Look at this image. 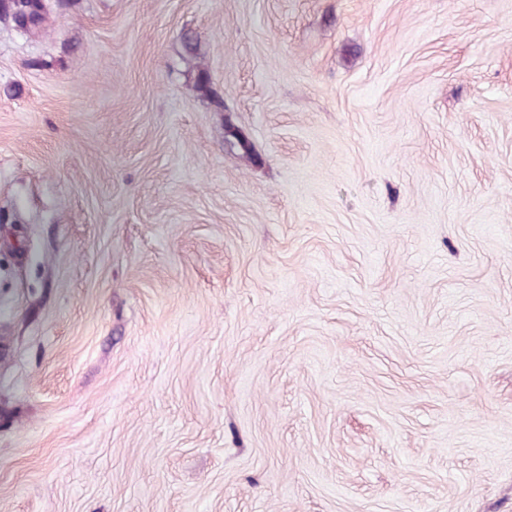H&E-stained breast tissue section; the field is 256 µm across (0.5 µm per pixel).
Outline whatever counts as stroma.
<instances>
[{
  "label": "stroma",
  "mask_w": 512,
  "mask_h": 512,
  "mask_svg": "<svg viewBox=\"0 0 512 512\" xmlns=\"http://www.w3.org/2000/svg\"><path fill=\"white\" fill-rule=\"evenodd\" d=\"M0 512H512V0L0 23Z\"/></svg>",
  "instance_id": "1"
}]
</instances>
